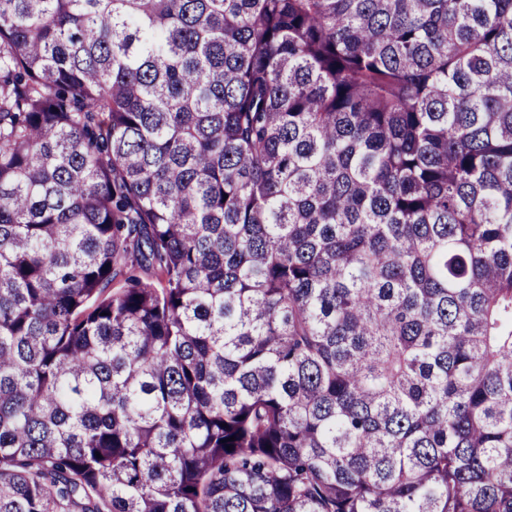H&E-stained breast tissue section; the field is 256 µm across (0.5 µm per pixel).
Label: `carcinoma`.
Here are the masks:
<instances>
[{"label": "carcinoma", "mask_w": 512, "mask_h": 512, "mask_svg": "<svg viewBox=\"0 0 512 512\" xmlns=\"http://www.w3.org/2000/svg\"><path fill=\"white\" fill-rule=\"evenodd\" d=\"M0 512H512V0H0Z\"/></svg>", "instance_id": "cac0c4a2"}]
</instances>
